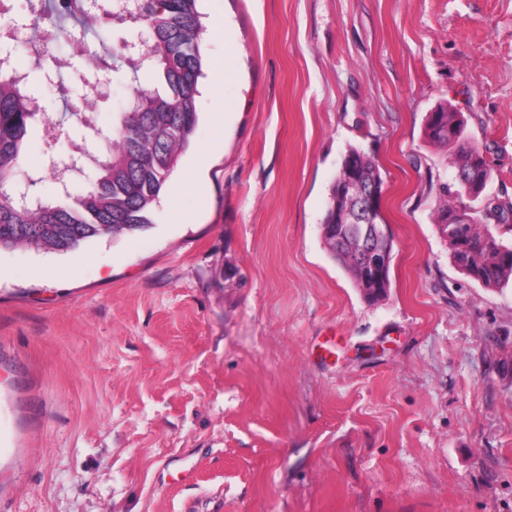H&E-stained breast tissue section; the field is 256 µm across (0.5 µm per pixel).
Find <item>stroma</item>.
<instances>
[{
  "label": "stroma",
  "mask_w": 512,
  "mask_h": 512,
  "mask_svg": "<svg viewBox=\"0 0 512 512\" xmlns=\"http://www.w3.org/2000/svg\"><path fill=\"white\" fill-rule=\"evenodd\" d=\"M202 10L208 62L238 78L203 80L148 227L0 248V512H512V288L453 264L432 220L449 151L424 135L448 102L485 195L512 201V0ZM14 62L63 118L33 53ZM133 92L111 74L94 124ZM351 145L394 238L374 303L322 240ZM43 148L29 130L21 169L52 199Z\"/></svg>",
  "instance_id": "stroma-1"
}]
</instances>
